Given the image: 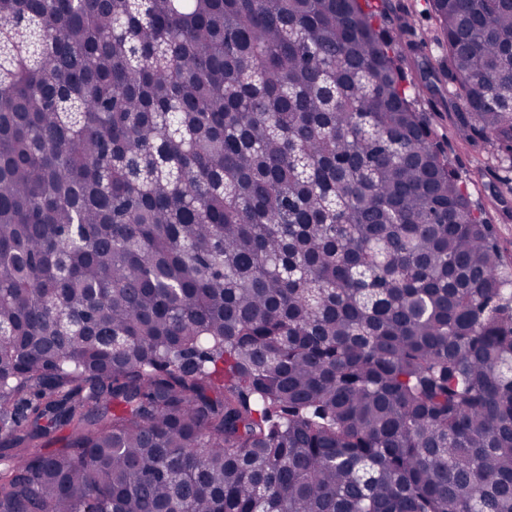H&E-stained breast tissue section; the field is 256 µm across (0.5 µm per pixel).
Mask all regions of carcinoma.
I'll return each mask as SVG.
<instances>
[{"mask_svg": "<svg viewBox=\"0 0 512 512\" xmlns=\"http://www.w3.org/2000/svg\"><path fill=\"white\" fill-rule=\"evenodd\" d=\"M0 0V512H512V0ZM61 446L29 449L54 441ZM383 13L380 35L391 43L395 49V55L400 64L411 79V71L417 55H427L435 65V58L440 55L439 49L434 43L436 22L433 17L428 0H375ZM406 19L410 25L407 32H403L399 26L400 20ZM425 46L421 49L420 42ZM416 54V55H414ZM416 108L425 113L434 142L451 167L470 182L473 204L485 210L494 224L504 262L512 265V193H506L501 183L512 178V172L498 167L488 145L472 147L456 137L442 100L421 94Z\"/></svg>", "mask_w": 512, "mask_h": 512, "instance_id": "cac0c4a2", "label": "carcinoma"}]
</instances>
